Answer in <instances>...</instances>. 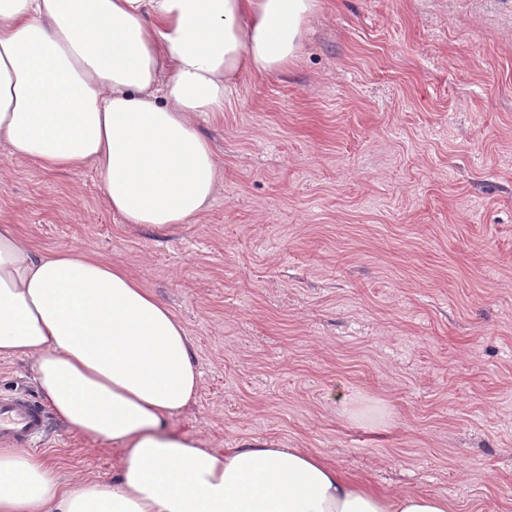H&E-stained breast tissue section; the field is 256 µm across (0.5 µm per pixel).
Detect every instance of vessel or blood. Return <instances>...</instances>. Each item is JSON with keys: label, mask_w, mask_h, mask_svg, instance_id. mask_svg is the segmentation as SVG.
Here are the masks:
<instances>
[{"label": "vessel or blood", "mask_w": 512, "mask_h": 512, "mask_svg": "<svg viewBox=\"0 0 512 512\" xmlns=\"http://www.w3.org/2000/svg\"><path fill=\"white\" fill-rule=\"evenodd\" d=\"M47 427L45 409L26 396L0 398V443L32 448L42 441Z\"/></svg>", "instance_id": "obj_1"}]
</instances>
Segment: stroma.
I'll return each mask as SVG.
<instances>
[{"mask_svg":"<svg viewBox=\"0 0 512 512\" xmlns=\"http://www.w3.org/2000/svg\"><path fill=\"white\" fill-rule=\"evenodd\" d=\"M200 130L223 180L192 223H124L92 168L0 145V224L172 308L200 372L179 432L512 512V0H321L299 61L241 75ZM15 394L41 399L29 359L0 360ZM35 454L65 482L120 457L55 417Z\"/></svg>","mask_w":512,"mask_h":512,"instance_id":"35a3bbf8","label":"stroma"}]
</instances>
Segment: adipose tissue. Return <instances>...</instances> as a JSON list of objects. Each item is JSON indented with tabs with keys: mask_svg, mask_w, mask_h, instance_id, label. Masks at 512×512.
<instances>
[{
	"mask_svg": "<svg viewBox=\"0 0 512 512\" xmlns=\"http://www.w3.org/2000/svg\"><path fill=\"white\" fill-rule=\"evenodd\" d=\"M319 0H0V143L50 171L94 167L108 207L163 230L210 206L222 177L198 129L238 76L299 58ZM32 360L70 429L118 448L109 478L61 484L0 448V512H450L379 494L304 448L216 451L172 423L198 372L181 320L117 262L33 250L0 224V359Z\"/></svg>",
	"mask_w": 512,
	"mask_h": 512,
	"instance_id": "adipose-tissue-1",
	"label": "adipose tissue"
}]
</instances>
